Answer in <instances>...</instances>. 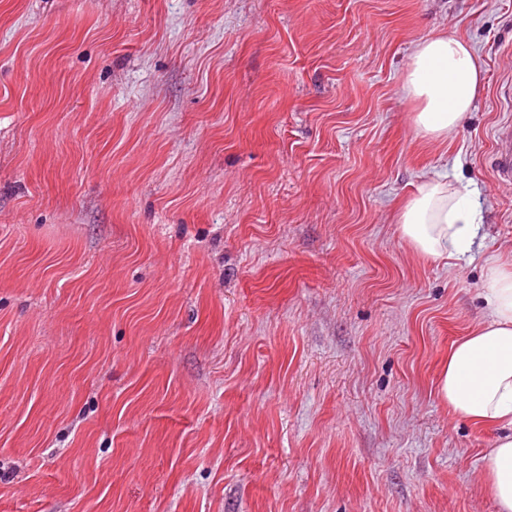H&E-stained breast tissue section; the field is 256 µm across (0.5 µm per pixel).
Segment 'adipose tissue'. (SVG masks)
<instances>
[{
  "instance_id": "obj_1",
  "label": "adipose tissue",
  "mask_w": 512,
  "mask_h": 512,
  "mask_svg": "<svg viewBox=\"0 0 512 512\" xmlns=\"http://www.w3.org/2000/svg\"><path fill=\"white\" fill-rule=\"evenodd\" d=\"M485 84L475 48L456 35L437 32L413 44L402 90L418 104V134L441 139L455 133ZM400 232L423 257L464 258L482 230L480 209L447 177L422 181L402 208ZM480 324L453 343L440 369L439 398L456 416L496 426L483 455V471L498 512H512V269L489 259Z\"/></svg>"
}]
</instances>
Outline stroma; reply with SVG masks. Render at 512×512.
Masks as SVG:
<instances>
[{"label": "stroma", "instance_id": "obj_1", "mask_svg": "<svg viewBox=\"0 0 512 512\" xmlns=\"http://www.w3.org/2000/svg\"><path fill=\"white\" fill-rule=\"evenodd\" d=\"M486 71L412 125L409 50ZM512 0H0V512H497L436 394L512 258ZM480 190L429 260L401 204ZM485 69L475 48L454 34L437 32L413 44L403 93L418 103V134L441 139L455 133L483 91ZM499 158L496 176L501 182L512 183V126H504L498 133ZM479 205L462 195L448 175L422 181L402 208L400 232L425 258L461 259L472 252L482 224ZM481 235L480 240H483Z\"/></svg>", "mask_w": 512, "mask_h": 512}]
</instances>
